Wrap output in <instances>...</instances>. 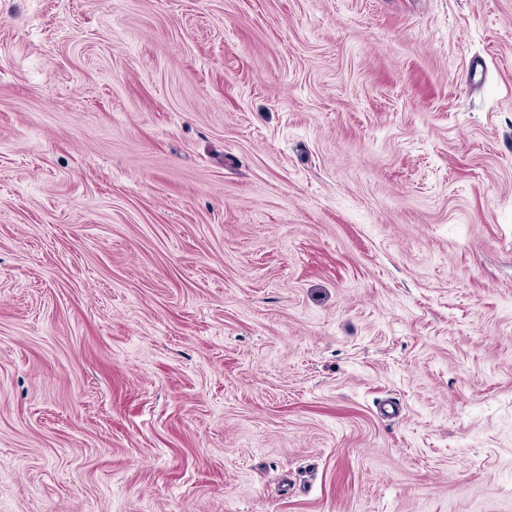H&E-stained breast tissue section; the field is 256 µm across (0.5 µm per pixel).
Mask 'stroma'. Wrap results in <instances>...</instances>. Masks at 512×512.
Instances as JSON below:
<instances>
[{
	"label": "stroma",
	"mask_w": 512,
	"mask_h": 512,
	"mask_svg": "<svg viewBox=\"0 0 512 512\" xmlns=\"http://www.w3.org/2000/svg\"><path fill=\"white\" fill-rule=\"evenodd\" d=\"M0 512H512V0H0Z\"/></svg>",
	"instance_id": "obj_1"
}]
</instances>
